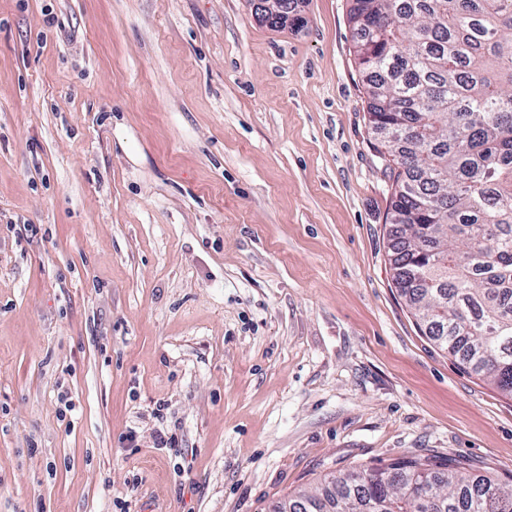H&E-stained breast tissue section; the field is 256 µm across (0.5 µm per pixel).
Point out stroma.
<instances>
[{
  "instance_id": "35a3bbf8",
  "label": "stroma",
  "mask_w": 512,
  "mask_h": 512,
  "mask_svg": "<svg viewBox=\"0 0 512 512\" xmlns=\"http://www.w3.org/2000/svg\"><path fill=\"white\" fill-rule=\"evenodd\" d=\"M350 7L0 0V512H273L410 454L512 476V397L394 285Z\"/></svg>"
}]
</instances>
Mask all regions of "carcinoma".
Instances as JSON below:
<instances>
[{
	"mask_svg": "<svg viewBox=\"0 0 512 512\" xmlns=\"http://www.w3.org/2000/svg\"><path fill=\"white\" fill-rule=\"evenodd\" d=\"M391 184L395 287L423 335L512 396V0H352ZM288 512H512L450 455L331 474Z\"/></svg>",
	"mask_w": 512,
	"mask_h": 512,
	"instance_id": "carcinoma-1",
	"label": "carcinoma"
}]
</instances>
